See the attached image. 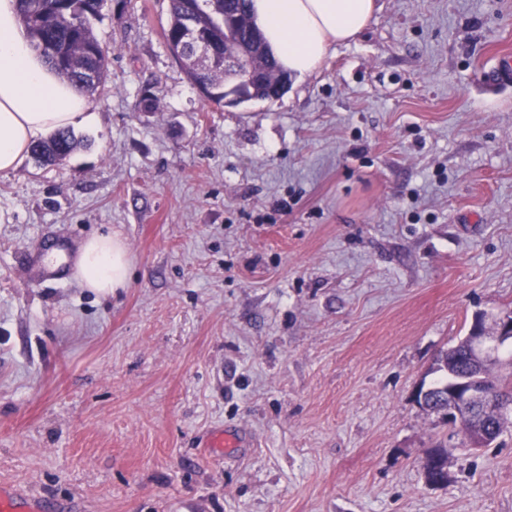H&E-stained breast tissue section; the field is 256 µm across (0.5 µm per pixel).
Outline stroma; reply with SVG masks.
I'll return each mask as SVG.
<instances>
[{
    "instance_id": "1",
    "label": "stroma",
    "mask_w": 512,
    "mask_h": 512,
    "mask_svg": "<svg viewBox=\"0 0 512 512\" xmlns=\"http://www.w3.org/2000/svg\"><path fill=\"white\" fill-rule=\"evenodd\" d=\"M169 19L106 0L79 148L0 173V484L57 512H512V421L447 435L432 486L414 400L512 311V84L484 78L512 0H376L279 98L221 108ZM107 230L128 287L32 283ZM225 426L251 447H205Z\"/></svg>"
}]
</instances>
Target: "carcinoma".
Instances as JSON below:
<instances>
[{"label": "carcinoma", "instance_id": "1", "mask_svg": "<svg viewBox=\"0 0 512 512\" xmlns=\"http://www.w3.org/2000/svg\"><path fill=\"white\" fill-rule=\"evenodd\" d=\"M170 22L163 31L165 44L196 86L211 89L209 103L224 106V84L230 81L224 72V53L244 57L257 72L249 88L250 99L275 97L274 76L278 70L273 54L256 25L251 0H169ZM21 23L34 49L57 74L76 87L88 99L97 100L105 88L109 70L108 50L98 40L91 19L100 15L104 0H18ZM216 46L214 59L196 58L199 40ZM78 140L70 129H59L34 144L30 153L43 164H54L72 154ZM467 339L440 351L434 371L441 376L424 394V410L439 414L448 407V372L477 377L487 389L506 404L503 422H488V432L500 437L512 414V382L493 377L490 370L474 364L467 353ZM448 466V452L437 442L424 465L428 482L436 470Z\"/></svg>", "mask_w": 512, "mask_h": 512}]
</instances>
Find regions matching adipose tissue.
<instances>
[{"mask_svg":"<svg viewBox=\"0 0 512 512\" xmlns=\"http://www.w3.org/2000/svg\"><path fill=\"white\" fill-rule=\"evenodd\" d=\"M252 10L281 68L302 77L334 45L358 37L374 0H252ZM91 109L30 47L16 0H0V173L15 171L48 133L87 122ZM75 266L80 287L106 295L128 286L134 262L126 242L108 231L82 243Z\"/></svg>","mask_w":512,"mask_h":512,"instance_id":"obj_1","label":"adipose tissue"}]
</instances>
